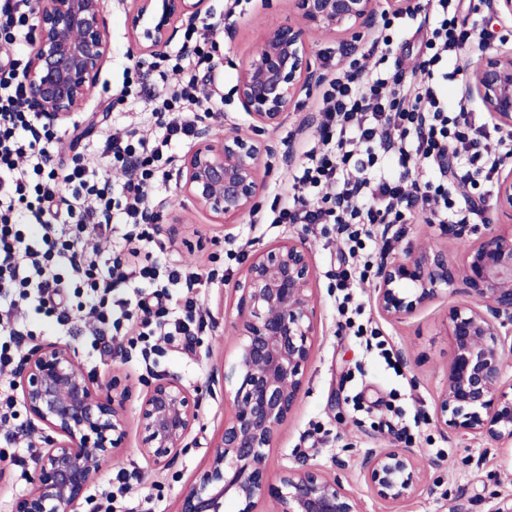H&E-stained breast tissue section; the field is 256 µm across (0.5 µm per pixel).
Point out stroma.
I'll return each mask as SVG.
<instances>
[{
	"label": "stroma",
	"instance_id": "obj_1",
	"mask_svg": "<svg viewBox=\"0 0 512 512\" xmlns=\"http://www.w3.org/2000/svg\"><path fill=\"white\" fill-rule=\"evenodd\" d=\"M230 5V0L207 2L213 21L220 24L213 39L224 57L211 87L214 97L224 101V117L212 122L211 128L214 134H223L224 123L229 120L237 124L242 135H261L271 146L260 172L263 189L258 211L265 214L276 204L283 172L300 163L316 134L320 120L314 108L317 97H299L281 126L255 130L234 91L238 69L257 48L265 29L284 18L285 5L283 0H270L266 5L261 0H245L234 24L226 27L222 21ZM456 8L460 17L487 34L486 39L466 48L467 58L475 61L500 48L512 49V19L498 17L485 0H457ZM104 11L112 59L91 89L78 127L59 125L65 151L93 152L106 134L136 117L133 99L120 96L133 65L128 58L126 13L120 0H106ZM370 42L367 36L355 43L346 35L316 33L311 37L315 54L331 55L339 68L360 58ZM167 187L162 200L168 208L157 229L159 239L166 243L177 265H197L215 273L212 287L203 291L208 313L205 329L193 336L189 352L164 347L149 367L136 356L98 358L84 336L69 339L79 353L81 367L92 379L104 381L115 376L130 389L124 449L100 468L90 493L97 501H104L112 475L123 468L134 473L137 495L151 496L152 512H177L181 495L212 454L230 416L231 408L218 383L224 360L236 347V311L230 300L254 251L278 240L285 230L281 224H253L246 218L236 224H221L206 213L186 212L175 182H168ZM183 212L189 215L188 223H171V215ZM293 230L305 237L311 251L318 336L298 405L268 453L270 471L284 466L323 469L361 500L364 512H495L502 503L511 502L512 445L466 440L441 428L434 419L453 354L446 315L450 306L466 302V295H442L416 315L390 321L375 306V278L357 286L362 321L378 333L397 360L396 368H389L382 358L366 351L336 312L339 273L346 261L335 233H324L316 224H297ZM440 237L435 224H381L375 226L365 251L378 265L433 244ZM167 377L179 378L198 394L200 422L188 438V452L163 466L140 451L136 409L148 385ZM384 448L408 449L421 462L418 492L398 504L375 496L363 478L365 463ZM32 489L31 481L22 479L12 449L0 447V512H11L14 500Z\"/></svg>",
	"mask_w": 512,
	"mask_h": 512
}]
</instances>
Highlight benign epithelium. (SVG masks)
<instances>
[{
    "instance_id": "7a95c632",
    "label": "benign epithelium",
    "mask_w": 512,
    "mask_h": 512,
    "mask_svg": "<svg viewBox=\"0 0 512 512\" xmlns=\"http://www.w3.org/2000/svg\"><path fill=\"white\" fill-rule=\"evenodd\" d=\"M131 51L159 58L179 26L210 16L207 0H129ZM288 15L271 24L239 68L235 91L257 130L276 128L321 72L309 37L350 33L358 39L375 21L377 0H287ZM33 46L23 75L24 107L54 124L84 111L111 53L103 0H35ZM466 93L497 120L512 125V50L488 53L468 69ZM270 147L229 124L224 135L202 128L181 157L176 188L192 207L233 223L255 213L259 167ZM498 208L509 222L479 233L468 224H441L444 238L383 263L374 301L379 313L401 320L453 288L470 302L448 310L453 356L439 399L437 422L474 440L512 443V164L498 181ZM310 249L285 233L255 250L237 291V346L222 379L231 415L208 463L182 495L178 512H224L232 490L252 512L267 498L277 512H362L335 477L316 468L285 466L276 477L266 449L296 407L316 336ZM19 398L35 430L47 434L35 489L12 512H101L87 495L100 467L120 454L127 389L117 379L97 382L80 367L70 344L39 342L21 356ZM200 420L199 401L177 378L151 384L137 408L141 452L157 463L186 450ZM419 461L402 448L372 456L364 478L385 501L416 491Z\"/></svg>"
}]
</instances>
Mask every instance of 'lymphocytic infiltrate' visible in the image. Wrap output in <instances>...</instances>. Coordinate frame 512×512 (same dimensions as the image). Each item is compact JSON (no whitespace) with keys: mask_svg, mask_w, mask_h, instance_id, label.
Here are the masks:
<instances>
[{"mask_svg":"<svg viewBox=\"0 0 512 512\" xmlns=\"http://www.w3.org/2000/svg\"><path fill=\"white\" fill-rule=\"evenodd\" d=\"M428 3L433 14L416 68L405 71L394 53V34L405 27L396 14L371 45L378 69L355 60L327 82L319 139L286 172L290 193L273 223L335 225L353 257L373 225L405 223L413 210L429 211L434 224H467L480 214L471 192L493 183L512 158V130L476 123L444 96L446 69L458 65L475 32L454 0ZM33 12V0H0V43L12 48L0 59V424L17 414L4 374L40 316L53 317L60 334L80 330L106 354L120 337L132 348L171 345L202 328L199 290L208 283L146 257L156 240L145 215L175 150L203 119L219 117L199 84L216 52L210 26L187 31L188 48L158 66L157 82L180 76L174 89H156L139 72L152 138L113 134L92 155L64 159L56 130L23 106L21 42ZM452 157L462 161L453 173Z\"/></svg>","mask_w":512,"mask_h":512,"instance_id":"lymphocytic-infiltrate-1","label":"lymphocytic infiltrate"}]
</instances>
